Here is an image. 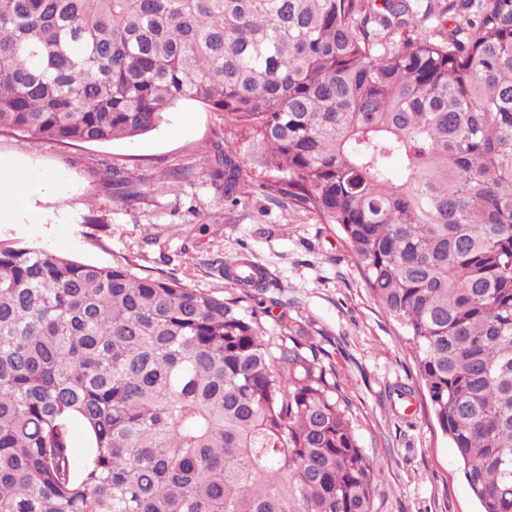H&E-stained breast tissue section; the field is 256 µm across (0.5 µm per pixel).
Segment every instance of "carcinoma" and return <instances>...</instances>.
<instances>
[{
    "label": "carcinoma",
    "mask_w": 512,
    "mask_h": 512,
    "mask_svg": "<svg viewBox=\"0 0 512 512\" xmlns=\"http://www.w3.org/2000/svg\"><path fill=\"white\" fill-rule=\"evenodd\" d=\"M417 3L0 0V130L106 143L184 101L224 113L265 197L337 227L482 512H512V0ZM242 158L212 170L232 205ZM218 268L243 297L0 247V512H373L331 353L283 313L265 339L241 302L266 275Z\"/></svg>",
    "instance_id": "1"
}]
</instances>
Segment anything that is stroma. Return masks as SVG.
<instances>
[{"mask_svg": "<svg viewBox=\"0 0 512 512\" xmlns=\"http://www.w3.org/2000/svg\"><path fill=\"white\" fill-rule=\"evenodd\" d=\"M237 128L207 106L186 101L156 130L111 143H27L0 131V166L20 188L36 186L27 208L0 221V246H40L71 259L123 265L138 275L166 274L219 297L239 291L214 261L241 254L268 273L261 317L266 335L288 312L332 351L336 378L358 418L356 435L378 470L376 512H479L456 452L420 393L402 411L390 389L414 384L415 368L396 322L371 298L336 227L288 203L268 201L264 171L244 163L249 184L236 206L202 167ZM119 171L137 188L127 199L108 184ZM188 171L168 186L166 174Z\"/></svg>", "mask_w": 512, "mask_h": 512, "instance_id": "1", "label": "stroma"}]
</instances>
